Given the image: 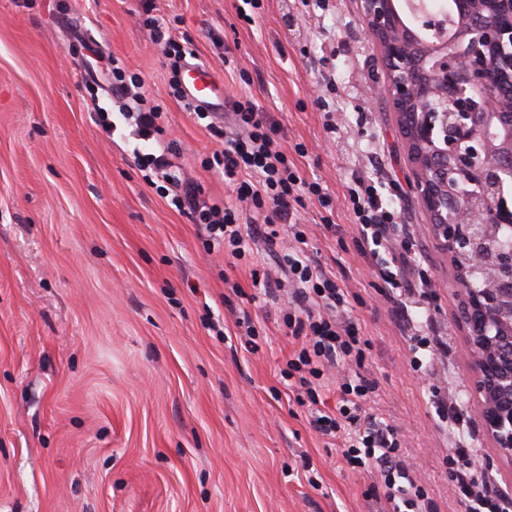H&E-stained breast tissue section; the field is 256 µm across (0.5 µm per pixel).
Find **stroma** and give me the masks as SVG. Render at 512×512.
Here are the masks:
<instances>
[{"label":"stroma","instance_id":"35a3bbf8","mask_svg":"<svg viewBox=\"0 0 512 512\" xmlns=\"http://www.w3.org/2000/svg\"><path fill=\"white\" fill-rule=\"evenodd\" d=\"M155 13L234 101L250 97L305 182L294 218L307 253L347 288L368 345L373 406L438 512H465L448 456L512 497L467 372L463 294L414 189L403 135L372 86L383 77L357 0H155ZM141 0H0V512H374L373 474L318 435L281 376L296 342L253 274L261 239L225 258L147 183L136 152L172 142L199 200L233 203L222 144L177 101ZM117 59L160 106L152 140L93 104L87 59ZM304 154H297L296 145ZM373 181L408 254L396 285L358 242L346 195ZM249 311L256 349L235 326Z\"/></svg>","mask_w":512,"mask_h":512}]
</instances>
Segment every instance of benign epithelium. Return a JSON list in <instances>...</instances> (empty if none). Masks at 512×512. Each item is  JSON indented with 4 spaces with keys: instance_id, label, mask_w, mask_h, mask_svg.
<instances>
[{
    "instance_id": "1",
    "label": "benign epithelium",
    "mask_w": 512,
    "mask_h": 512,
    "mask_svg": "<svg viewBox=\"0 0 512 512\" xmlns=\"http://www.w3.org/2000/svg\"><path fill=\"white\" fill-rule=\"evenodd\" d=\"M359 15L386 73L381 87L404 135L414 186L441 248L468 258L462 292L470 331L468 371L480 396L478 416L500 455L512 460V249L479 246L512 214L486 209V194L512 181V0H457L456 16L422 0H358ZM481 185L462 201L453 186Z\"/></svg>"
}]
</instances>
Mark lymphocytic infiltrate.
<instances>
[{
	"label": "lymphocytic infiltrate",
	"instance_id": "1",
	"mask_svg": "<svg viewBox=\"0 0 512 512\" xmlns=\"http://www.w3.org/2000/svg\"><path fill=\"white\" fill-rule=\"evenodd\" d=\"M144 27L152 42L162 47L172 69H180L187 51L176 41L169 28L153 13L152 0H142ZM113 90L120 101L119 113L134 123L141 139H151L158 130L163 112L146 106L142 84L118 81ZM231 128L208 122L212 135L224 141L217 163L224 174V184L233 188L238 201L249 203L254 215L262 217L268 229L263 240L276 248L280 234L274 223L287 224L295 244L278 250L277 267L286 281L266 278L265 296L287 298L289 309L282 323L299 344L287 359L288 386L296 401H309L315 411L312 425L322 436L334 440L342 457L352 468L376 473L380 489L375 492L376 512H432L434 502L415 471L402 459V441L394 425L382 422L367 406L373 402L377 385L363 372L364 345L359 330L345 314L348 291L341 288L335 275L311 260L303 249L305 236L294 225V205L299 202V188H306L322 206L331 197L320 183H303L293 162L275 140L276 127L267 113L252 101H233ZM349 202L355 224L363 240L381 246L386 224L392 223V211L384 207L375 188L359 182L351 189ZM175 208L189 211L194 224L213 244L222 246L232 258L246 253L248 228L240 224L236 210L221 203L198 201L192 186L174 194ZM336 389L334 408L322 409V393ZM448 478L454 493L467 512H512V500L490 491L477 482L472 460L464 448L448 456Z\"/></svg>",
	"mask_w": 512,
	"mask_h": 512
}]
</instances>
